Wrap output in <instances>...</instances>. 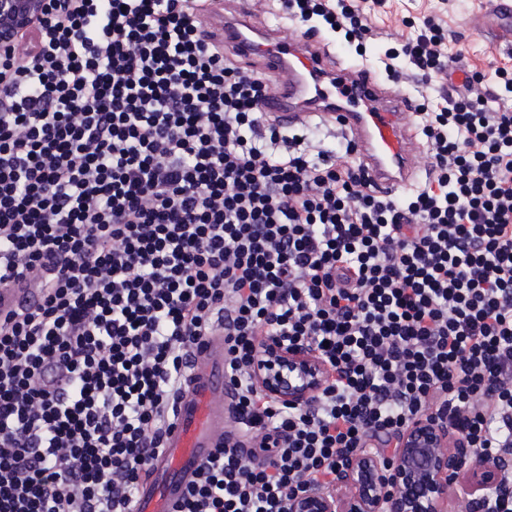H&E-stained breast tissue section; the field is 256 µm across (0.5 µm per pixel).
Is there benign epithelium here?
<instances>
[{
	"label": "benign epithelium",
	"instance_id": "1",
	"mask_svg": "<svg viewBox=\"0 0 512 512\" xmlns=\"http://www.w3.org/2000/svg\"><path fill=\"white\" fill-rule=\"evenodd\" d=\"M44 0H0V55L17 58L22 35L42 17ZM273 401L306 407L324 385V366L312 353L265 346L253 371ZM512 469V448L483 457L448 422V413L415 418L383 457L350 455L338 467L336 488L304 485L288 512H479L491 492L512 493L502 474Z\"/></svg>",
	"mask_w": 512,
	"mask_h": 512
}]
</instances>
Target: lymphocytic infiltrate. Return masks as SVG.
<instances>
[{"label": "lymphocytic infiltrate", "mask_w": 512, "mask_h": 512, "mask_svg": "<svg viewBox=\"0 0 512 512\" xmlns=\"http://www.w3.org/2000/svg\"><path fill=\"white\" fill-rule=\"evenodd\" d=\"M358 46L391 0H272ZM207 0H48L38 51L0 58V512H135L196 345L224 317L237 441L178 512H287L361 449L447 411L479 454L512 447V69L462 67L441 14L380 59L438 82L430 158L380 195L349 141L298 149L270 84L211 39ZM325 368L310 409L252 381L267 341ZM38 298V288L28 287L24 281H14L0 287V316L28 307Z\"/></svg>", "instance_id": "obj_1"}]
</instances>
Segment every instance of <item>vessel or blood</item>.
<instances>
[{"label": "vessel or blood", "mask_w": 512, "mask_h": 512, "mask_svg": "<svg viewBox=\"0 0 512 512\" xmlns=\"http://www.w3.org/2000/svg\"><path fill=\"white\" fill-rule=\"evenodd\" d=\"M250 0H208V31L240 61L275 84L263 107L284 126L307 124L319 116L337 125L355 146L357 157L378 192L394 195L413 184L412 157L419 144L413 130L415 106L400 87L349 65L319 39L281 41L272 25L253 20ZM37 289L14 281L0 287V316L30 306ZM232 388L224 375V333L205 337L189 359L187 381L177 397L171 427L139 486L138 512H176L200 465L232 429L224 396Z\"/></svg>", "instance_id": "vessel-or-blood-1"}]
</instances>
